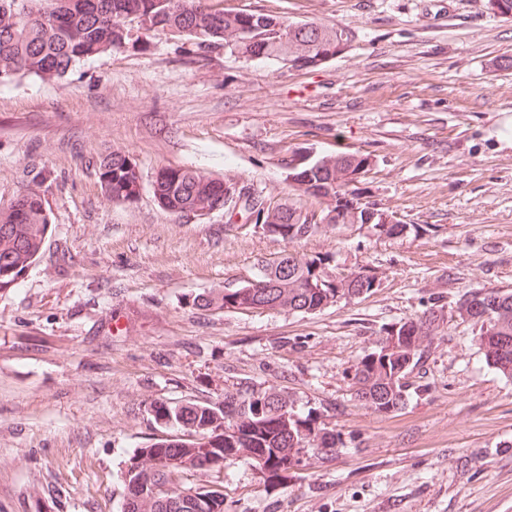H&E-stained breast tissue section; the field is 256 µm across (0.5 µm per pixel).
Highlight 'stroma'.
Instances as JSON below:
<instances>
[{
	"mask_svg": "<svg viewBox=\"0 0 512 512\" xmlns=\"http://www.w3.org/2000/svg\"><path fill=\"white\" fill-rule=\"evenodd\" d=\"M232 7L347 28L318 67L199 51L153 33L64 77L0 84V204L39 192L51 218L40 258L0 288V512H119L120 474L161 430L156 399L223 401L248 377L321 408L344 446L286 489L248 461L224 465V512H512V379L452 319L421 371L429 390L379 414L349 376L384 326L437 297L512 291V18L486 0H231ZM135 162L142 190L107 200L96 161ZM360 152L359 188L412 230L366 226L289 243L246 213L165 210L158 169L245 185L312 211L290 159ZM294 252L329 277L363 267L380 285L307 314L201 311L196 296ZM468 468H460L461 459Z\"/></svg>",
	"mask_w": 512,
	"mask_h": 512,
	"instance_id": "35a3bbf8",
	"label": "stroma"
}]
</instances>
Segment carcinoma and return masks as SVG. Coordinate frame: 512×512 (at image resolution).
<instances>
[{"label": "carcinoma", "mask_w": 512, "mask_h": 512, "mask_svg": "<svg viewBox=\"0 0 512 512\" xmlns=\"http://www.w3.org/2000/svg\"><path fill=\"white\" fill-rule=\"evenodd\" d=\"M254 19L257 35L268 43V57L296 68H313L350 47L352 35L342 27L315 22H290L246 9H224L213 0H0V83L18 76H63L74 64L132 41L135 21L146 31H162L192 42L199 50L214 44L249 58L251 41L246 20ZM364 155L343 152L300 166L291 181L305 195L324 190L319 222L293 224L296 211L277 204L265 210L262 233L294 243L324 226L336 211L338 191L362 169ZM105 196L112 202H132L142 189L136 165L121 152L110 151L98 161ZM236 185L197 170L159 169L152 181L158 203L173 214L206 215L219 201L233 202L224 188ZM51 224L45 201L36 191L0 206V286L29 268L41 253ZM408 224L381 212L372 229L380 237L397 238ZM323 259L295 253L281 256L277 266L261 262L254 280L259 288H216L197 296L199 309L243 312L281 309L312 313L342 299L371 293L359 273L332 281L325 278ZM443 298L415 317L384 329L374 347L354 367L350 385L354 398L382 414L401 411L410 397L427 390L415 375L445 317L457 316L478 326L479 345L487 362L512 379V292L474 289L445 309ZM222 403L195 400H153L146 412L166 434L135 450L121 473L122 512H224V485L203 475L243 459L266 477L269 488L288 487L311 459L334 461L343 447L336 430L317 409H295L285 390L262 388L250 378L233 384Z\"/></svg>", "instance_id": "cac0c4a2"}]
</instances>
